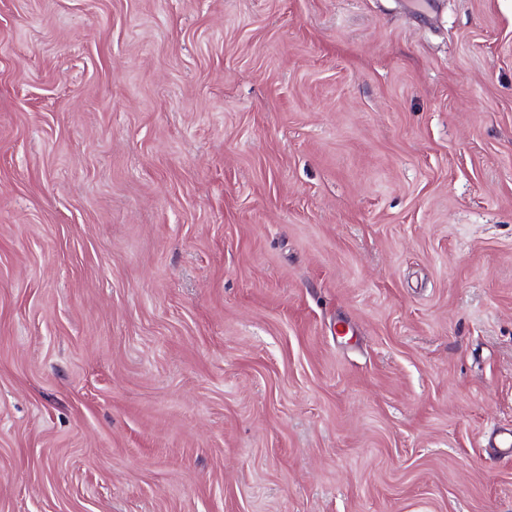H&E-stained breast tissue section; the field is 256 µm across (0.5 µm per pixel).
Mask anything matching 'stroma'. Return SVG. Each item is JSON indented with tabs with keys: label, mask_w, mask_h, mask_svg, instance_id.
<instances>
[{
	"label": "stroma",
	"mask_w": 512,
	"mask_h": 512,
	"mask_svg": "<svg viewBox=\"0 0 512 512\" xmlns=\"http://www.w3.org/2000/svg\"><path fill=\"white\" fill-rule=\"evenodd\" d=\"M512 0H0V512H512Z\"/></svg>",
	"instance_id": "35a3bbf8"
}]
</instances>
